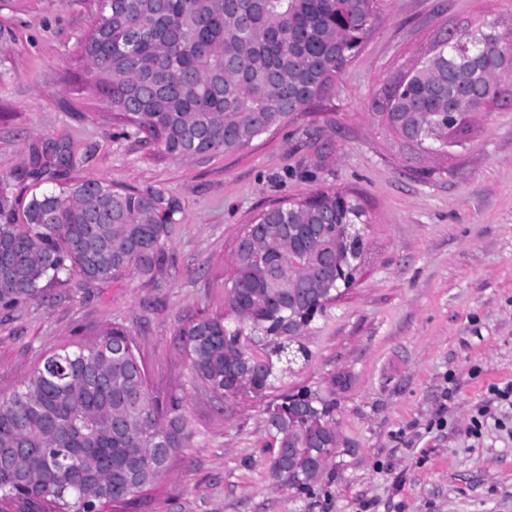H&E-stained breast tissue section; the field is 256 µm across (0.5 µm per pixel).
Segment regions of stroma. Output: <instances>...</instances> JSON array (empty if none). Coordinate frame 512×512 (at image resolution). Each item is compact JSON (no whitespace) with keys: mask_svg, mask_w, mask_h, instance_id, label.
I'll use <instances>...</instances> for the list:
<instances>
[{"mask_svg":"<svg viewBox=\"0 0 512 512\" xmlns=\"http://www.w3.org/2000/svg\"><path fill=\"white\" fill-rule=\"evenodd\" d=\"M99 0H0V194L105 179L162 191L177 208L158 281L79 279L0 309V395L41 353L124 325L154 395L185 396L197 431L133 512H512V106L477 117L458 154L415 161L369 104L442 27L512 28V0H383L378 21L313 111L247 147L197 161L165 156L114 124L86 87L82 41ZM76 164L34 176L47 139ZM357 196L367 257L329 316L302 338L311 353L285 379L336 402L339 445L297 491L270 475L261 406L219 402L175 343L180 318L222 310L212 287L243 224L284 197Z\"/></svg>","mask_w":512,"mask_h":512,"instance_id":"obj_1","label":"stroma"}]
</instances>
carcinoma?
<instances>
[{"label":"carcinoma","mask_w":512,"mask_h":512,"mask_svg":"<svg viewBox=\"0 0 512 512\" xmlns=\"http://www.w3.org/2000/svg\"><path fill=\"white\" fill-rule=\"evenodd\" d=\"M381 0H102L84 44L87 82L136 135L173 159L240 150L309 112L373 30ZM512 31L441 28L430 47L371 102L414 158L452 155L475 118L512 102ZM45 171L73 166L48 140ZM175 208L156 190L118 191L89 179L33 196L23 223L0 195V306L77 276L107 283L129 272L158 280ZM358 199L316 191L285 199L244 225L231 254L226 313L198 312L177 328L194 381L213 397L266 401L275 482L300 491L338 444L336 403L307 387L279 395L308 349L299 341L342 294L365 253ZM141 359L114 323L91 342L51 350L20 390L0 397V497L41 512H104L136 504L190 448L196 430L177 394L148 396Z\"/></svg>","instance_id":"cac0c4a2"}]
</instances>
